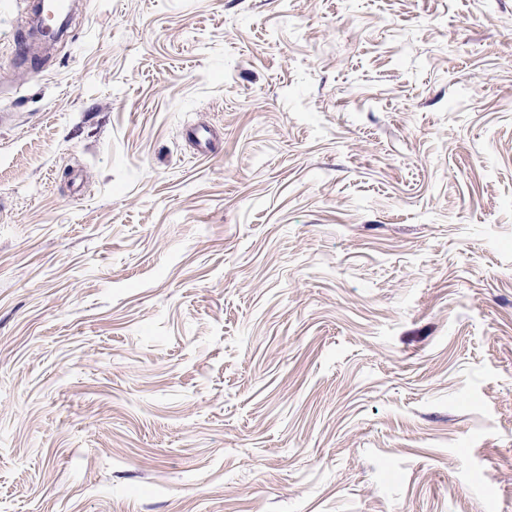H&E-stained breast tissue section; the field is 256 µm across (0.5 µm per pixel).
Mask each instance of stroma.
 I'll return each mask as SVG.
<instances>
[{
    "label": "stroma",
    "instance_id": "35a3bbf8",
    "mask_svg": "<svg viewBox=\"0 0 512 512\" xmlns=\"http://www.w3.org/2000/svg\"><path fill=\"white\" fill-rule=\"evenodd\" d=\"M32 3L0 512H512V0Z\"/></svg>",
    "mask_w": 512,
    "mask_h": 512
}]
</instances>
